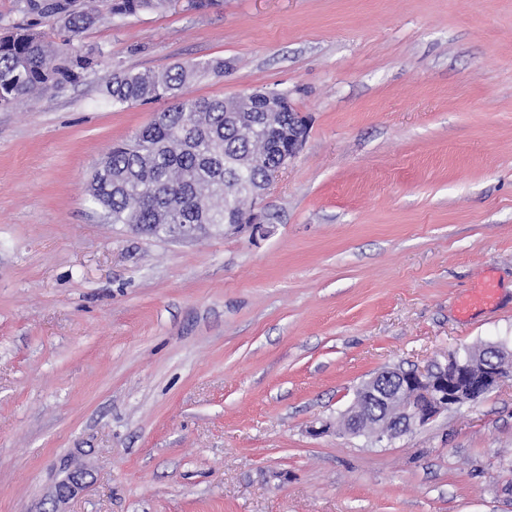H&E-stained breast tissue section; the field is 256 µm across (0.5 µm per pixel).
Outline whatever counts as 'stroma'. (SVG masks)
I'll list each match as a JSON object with an SVG mask.
<instances>
[{
    "label": "stroma",
    "mask_w": 512,
    "mask_h": 512,
    "mask_svg": "<svg viewBox=\"0 0 512 512\" xmlns=\"http://www.w3.org/2000/svg\"><path fill=\"white\" fill-rule=\"evenodd\" d=\"M74 43L103 63L0 106V512H512V377L335 430L385 368L512 343V0H170ZM208 59L191 96L307 121L263 231L109 223L91 176L168 102L107 82Z\"/></svg>",
    "instance_id": "stroma-1"
}]
</instances>
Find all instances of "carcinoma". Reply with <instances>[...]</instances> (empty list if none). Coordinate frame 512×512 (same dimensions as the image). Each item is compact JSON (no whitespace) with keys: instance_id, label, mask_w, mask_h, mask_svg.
Listing matches in <instances>:
<instances>
[{"instance_id":"obj_1","label":"carcinoma","mask_w":512,"mask_h":512,"mask_svg":"<svg viewBox=\"0 0 512 512\" xmlns=\"http://www.w3.org/2000/svg\"><path fill=\"white\" fill-rule=\"evenodd\" d=\"M24 9L72 35L103 18L126 17L159 10L168 0H23ZM104 56L102 49H75L57 43L40 31L8 26L0 29V105L78 82ZM224 76V61L204 60L175 65L167 70L135 74L115 73L106 84L112 106L162 98L172 104L139 131L132 144L112 150L102 162L105 176L94 174L88 184L89 200L100 206L114 224H146L150 233H172V224L194 226L208 234L224 226L228 197L224 184L236 180L235 164L247 154L256 156L252 182L264 180L278 165L288 146V93H255L245 106L236 99L196 98L188 93L197 77ZM283 114L275 130L258 127L256 140L237 135L224 116L246 110L260 116L270 107Z\"/></svg>"}]
</instances>
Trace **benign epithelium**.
<instances>
[{"label":"benign epithelium","mask_w":512,"mask_h":512,"mask_svg":"<svg viewBox=\"0 0 512 512\" xmlns=\"http://www.w3.org/2000/svg\"><path fill=\"white\" fill-rule=\"evenodd\" d=\"M296 131L288 135V152L284 153L277 168L268 173L261 189H253L254 201L262 200L273 176L288 166L305 141L304 124L296 118ZM261 215L255 211L234 214L225 227L229 229L250 226L261 229ZM491 355L475 364L462 363L456 357L448 358L445 365H431L424 369L383 370L360 387V395L372 402L371 415L378 419L368 425V433L377 441H389L422 426L442 413L478 401L496 389L504 377L512 373V357L489 344ZM348 421L346 434H362V416L358 408L350 406L345 412Z\"/></svg>","instance_id":"obj_1"}]
</instances>
